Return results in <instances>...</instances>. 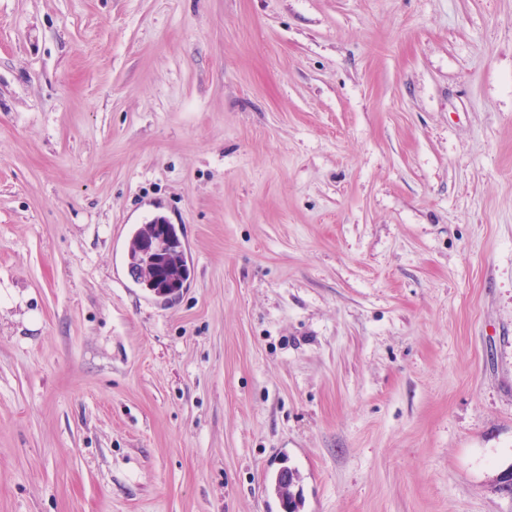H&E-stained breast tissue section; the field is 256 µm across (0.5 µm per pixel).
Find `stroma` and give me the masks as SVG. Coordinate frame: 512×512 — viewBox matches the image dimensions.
<instances>
[{"label":"stroma","instance_id":"obj_1","mask_svg":"<svg viewBox=\"0 0 512 512\" xmlns=\"http://www.w3.org/2000/svg\"><path fill=\"white\" fill-rule=\"evenodd\" d=\"M285 467L512 512V0H0V512H284ZM146 240H154L160 244V261L152 277L149 279L139 277L137 280L153 293H160L163 290L169 294L178 293L189 277L190 271L184 260L175 226L168 224L163 217H156L149 224H144L136 232L130 244L128 258L131 269H138L146 263L148 256ZM169 294L157 296L163 298L173 296Z\"/></svg>","mask_w":512,"mask_h":512}]
</instances>
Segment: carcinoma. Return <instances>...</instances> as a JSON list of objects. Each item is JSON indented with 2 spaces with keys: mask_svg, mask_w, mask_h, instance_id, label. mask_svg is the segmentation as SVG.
Segmentation results:
<instances>
[{
  "mask_svg": "<svg viewBox=\"0 0 512 512\" xmlns=\"http://www.w3.org/2000/svg\"><path fill=\"white\" fill-rule=\"evenodd\" d=\"M154 240L161 246L160 261L152 277L138 278L140 284L153 293L166 291L177 293L189 277L190 271L186 265L181 249V242L174 225L167 223L162 217H156L140 228L129 248V266L140 268L147 260L145 241Z\"/></svg>",
  "mask_w": 512,
  "mask_h": 512,
  "instance_id": "1",
  "label": "carcinoma"
}]
</instances>
